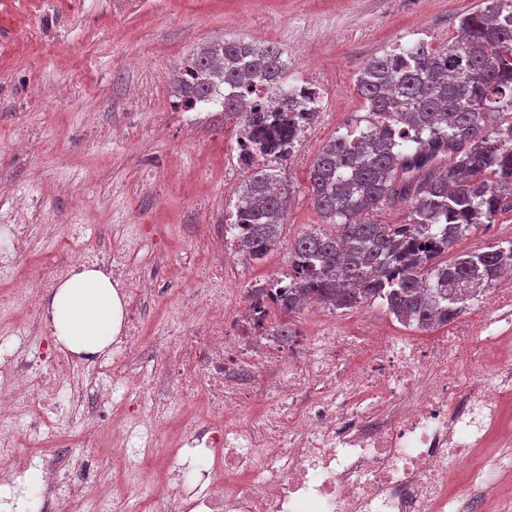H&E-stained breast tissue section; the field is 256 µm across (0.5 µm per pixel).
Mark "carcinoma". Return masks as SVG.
Masks as SVG:
<instances>
[{"label":"carcinoma","mask_w":512,"mask_h":512,"mask_svg":"<svg viewBox=\"0 0 512 512\" xmlns=\"http://www.w3.org/2000/svg\"><path fill=\"white\" fill-rule=\"evenodd\" d=\"M460 29L444 48L418 41L360 70L369 127L357 122L336 136L310 168L308 193L323 226L288 244L285 313L381 299L401 323L428 331L454 321L512 267V243L440 261L512 206V0H484ZM282 55L224 39L199 47L174 74L185 107L218 105L243 117L258 151L237 199L239 248L251 259L279 242L290 200L281 172L260 158L292 147L310 110L288 95ZM254 82L281 100L273 123L264 112H238L239 100L224 94ZM398 201L411 204L406 223L370 219Z\"/></svg>","instance_id":"1"}]
</instances>
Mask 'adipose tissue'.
Wrapping results in <instances>:
<instances>
[{"label":"adipose tissue","instance_id":"adipose-tissue-1","mask_svg":"<svg viewBox=\"0 0 512 512\" xmlns=\"http://www.w3.org/2000/svg\"><path fill=\"white\" fill-rule=\"evenodd\" d=\"M45 321L64 351L106 356L122 330L124 302L110 277L84 266L53 289Z\"/></svg>","mask_w":512,"mask_h":512}]
</instances>
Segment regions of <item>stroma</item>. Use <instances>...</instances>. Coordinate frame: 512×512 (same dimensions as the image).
<instances>
[{"label": "stroma", "instance_id": "stroma-1", "mask_svg": "<svg viewBox=\"0 0 512 512\" xmlns=\"http://www.w3.org/2000/svg\"><path fill=\"white\" fill-rule=\"evenodd\" d=\"M483 0H0V225L27 224L35 251L7 259L15 282L49 276L63 231L95 227L94 250L119 258L142 331L124 355L133 392L158 367L154 329L195 294L194 246L220 224L248 177L225 170L235 117L212 109L188 124L172 74L195 48L225 38L283 49L289 83L318 84L321 111L282 180L291 198L279 243L237 263L241 279L288 270V244L318 224L308 172L324 146L366 112L356 90L363 64L412 41L446 47ZM512 241V209L457 245L470 252Z\"/></svg>", "mask_w": 512, "mask_h": 512}]
</instances>
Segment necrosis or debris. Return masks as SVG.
<instances>
[{"mask_svg": "<svg viewBox=\"0 0 512 512\" xmlns=\"http://www.w3.org/2000/svg\"><path fill=\"white\" fill-rule=\"evenodd\" d=\"M239 231L225 224L219 242L200 244L204 286L160 325L164 369L147 397L97 362L72 367L96 385L97 418H118L122 476L151 512H512V270L448 335H390L367 307L314 342L278 333L287 276L242 288L229 277L224 243ZM57 360L23 341L0 351V485L25 512H127L102 490L93 436L28 456L35 488L14 468L20 437L37 445L70 419L79 386H59L47 370ZM257 371L269 374L262 397ZM196 400L207 412L184 419L181 452L156 483L142 460L161 447L162 423Z\"/></svg>", "mask_w": 512, "mask_h": 512, "instance_id": "obj_1", "label": "necrosis or debris"}]
</instances>
